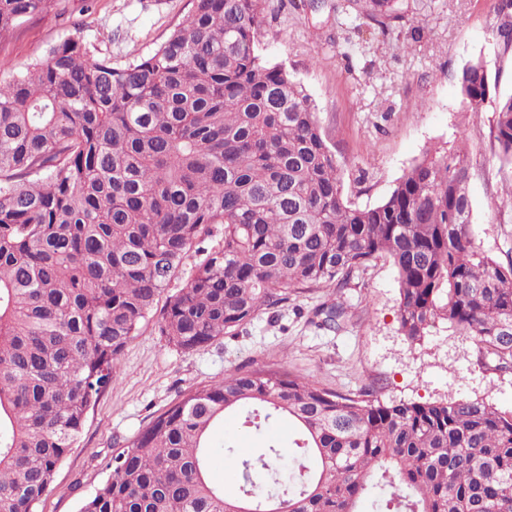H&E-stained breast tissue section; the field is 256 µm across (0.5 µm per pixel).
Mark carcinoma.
<instances>
[{
    "mask_svg": "<svg viewBox=\"0 0 512 512\" xmlns=\"http://www.w3.org/2000/svg\"><path fill=\"white\" fill-rule=\"evenodd\" d=\"M390 33L398 0H350ZM52 0H0V35ZM512 50V0L497 8ZM263 0H193L151 54L125 67L70 38L22 74H0V512H34L112 381L156 319L185 353L235 334L310 288L347 285L386 257L400 334L436 320L477 362L512 370V260L476 245L467 146L416 160L390 194H343L306 89L264 59ZM467 111L491 109L490 147L512 165V94L486 62L458 76ZM185 285L165 295L211 227ZM346 306L320 308L339 329ZM237 418L273 440L236 457L234 490L209 479L208 434ZM79 512H512V409L482 398L383 403L256 368L189 389L128 445Z\"/></svg>",
    "mask_w": 512,
    "mask_h": 512,
    "instance_id": "carcinoma-1",
    "label": "carcinoma"
}]
</instances>
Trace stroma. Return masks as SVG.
Returning a JSON list of instances; mask_svg holds the SVG:
<instances>
[{"label":"stroma","mask_w":512,"mask_h":512,"mask_svg":"<svg viewBox=\"0 0 512 512\" xmlns=\"http://www.w3.org/2000/svg\"><path fill=\"white\" fill-rule=\"evenodd\" d=\"M496 0H399L401 17L388 35L348 0H265L260 54L284 64L318 112L325 140L345 164L344 195L360 207L381 202L426 151L467 142L472 161L471 230L501 262L512 260V203L502 194L512 169L490 148L491 111L468 112L457 73L480 57L496 90L512 93V55L501 53ZM191 0H54L47 14L0 37V70L24 73L48 49L81 35L94 59L123 67L151 54L183 20ZM398 283L392 263L378 259L343 288L297 293L232 336L186 353L148 327L126 346L111 383L90 410L80 438L57 469L36 512H78L109 475L113 449L123 447L161 409L191 388L225 373L257 367L308 377L322 389L381 402L482 397L512 408V373L479 367L470 342L439 320L423 340L401 336ZM344 302L340 329L319 326L315 309ZM211 463L215 483L233 487L235 471L221 444L241 453L264 437L218 426Z\"/></svg>","instance_id":"35a3bbf8"}]
</instances>
